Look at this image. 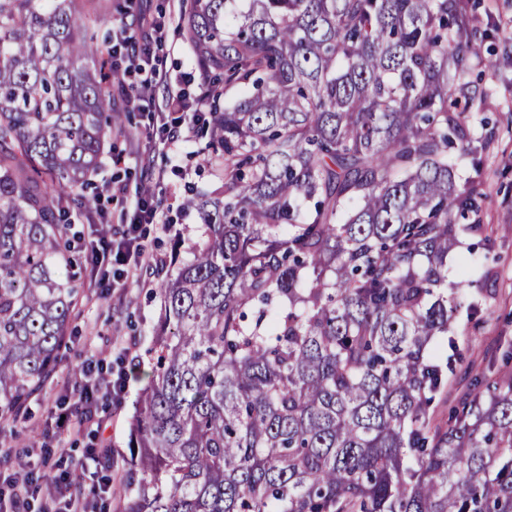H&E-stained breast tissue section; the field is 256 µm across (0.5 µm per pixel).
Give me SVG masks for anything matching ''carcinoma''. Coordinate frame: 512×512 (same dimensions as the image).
<instances>
[{
	"label": "carcinoma",
	"instance_id": "1",
	"mask_svg": "<svg viewBox=\"0 0 512 512\" xmlns=\"http://www.w3.org/2000/svg\"><path fill=\"white\" fill-rule=\"evenodd\" d=\"M99 0H0V420L57 372L80 291L69 205L123 126ZM216 181L201 241L160 271L157 361L124 512H512V373L448 426L465 285L448 253L485 151L461 78L467 0H186ZM234 93L227 105L221 101Z\"/></svg>",
	"mask_w": 512,
	"mask_h": 512
}]
</instances>
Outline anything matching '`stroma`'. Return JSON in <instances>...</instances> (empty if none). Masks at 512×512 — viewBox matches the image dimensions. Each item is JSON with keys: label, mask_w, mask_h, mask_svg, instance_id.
<instances>
[{"label": "stroma", "mask_w": 512, "mask_h": 512, "mask_svg": "<svg viewBox=\"0 0 512 512\" xmlns=\"http://www.w3.org/2000/svg\"><path fill=\"white\" fill-rule=\"evenodd\" d=\"M471 2L475 24L486 39L470 77L489 90L480 113L489 119L484 132L490 135L492 146L480 164L479 209L467 220L484 224L486 231L484 238H472L470 249L449 256L448 279L471 282L473 299L482 309L479 321L461 317L456 323L462 353L458 368L475 376L492 367L505 369L507 356L512 353V0ZM182 6L183 0H149L152 13L168 18V50L161 65L171 86L157 88L147 111L127 113L123 130L113 133V154L124 155L125 162L116 166L110 156L103 157L94 180L100 185L124 186L126 193L102 194L99 209L89 213L73 210L72 228L81 236H90L92 225L117 220L121 210L132 206L137 187L158 172L166 174L155 189L162 199H186L190 188L203 186L212 178L198 153L197 130H186L177 151L165 153L155 147L148 126V112L163 111L168 91L182 93L192 103L200 99L202 78L191 45L181 31ZM165 221L166 228L151 230L148 238L155 252L170 255L177 239L182 240L186 252L198 242L200 221L194 211H166ZM159 308V279L148 271L105 295L80 293L70 325L74 339L61 350L59 371L31 398L28 421L0 427V448L11 449L14 464L34 459L39 446L48 444L56 431L52 407L75 386L77 364L93 355L102 359L104 367L128 372L125 394L104 402L109 422L103 432L111 441L115 480L120 483L126 479L131 469L129 421L151 374L148 351Z\"/></svg>", "instance_id": "35a3bbf8"}]
</instances>
